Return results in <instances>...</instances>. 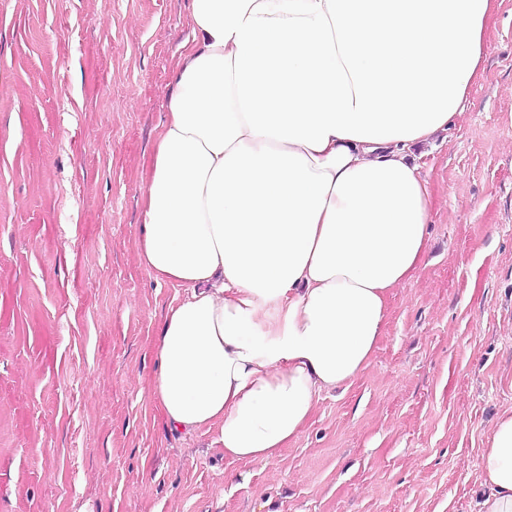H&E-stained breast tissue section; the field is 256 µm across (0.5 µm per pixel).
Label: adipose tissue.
Here are the masks:
<instances>
[{"instance_id": "adipose-tissue-1", "label": "adipose tissue", "mask_w": 512, "mask_h": 512, "mask_svg": "<svg viewBox=\"0 0 512 512\" xmlns=\"http://www.w3.org/2000/svg\"><path fill=\"white\" fill-rule=\"evenodd\" d=\"M494 0H191L142 262L185 288L155 343L166 425L274 461L369 364L424 255L406 160L461 112ZM479 512H512V411Z\"/></svg>"}]
</instances>
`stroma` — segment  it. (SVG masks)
Wrapping results in <instances>:
<instances>
[{
	"label": "stroma",
	"instance_id": "obj_1",
	"mask_svg": "<svg viewBox=\"0 0 512 512\" xmlns=\"http://www.w3.org/2000/svg\"><path fill=\"white\" fill-rule=\"evenodd\" d=\"M190 0H0V512H478L512 410V0L411 157L425 258L370 364L269 463L149 394L185 290L139 252Z\"/></svg>",
	"mask_w": 512,
	"mask_h": 512
}]
</instances>
